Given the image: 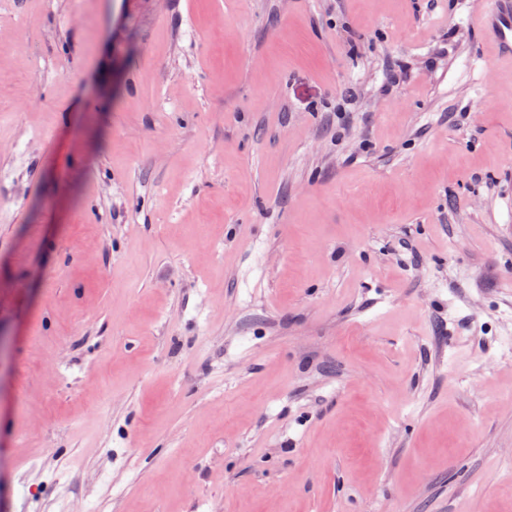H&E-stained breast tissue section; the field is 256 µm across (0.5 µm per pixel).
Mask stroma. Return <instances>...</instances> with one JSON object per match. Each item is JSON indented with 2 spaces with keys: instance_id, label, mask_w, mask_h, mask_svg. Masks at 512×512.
I'll return each instance as SVG.
<instances>
[{
  "instance_id": "35a3bbf8",
  "label": "stroma",
  "mask_w": 512,
  "mask_h": 512,
  "mask_svg": "<svg viewBox=\"0 0 512 512\" xmlns=\"http://www.w3.org/2000/svg\"><path fill=\"white\" fill-rule=\"evenodd\" d=\"M490 0H0V512H512Z\"/></svg>"
}]
</instances>
